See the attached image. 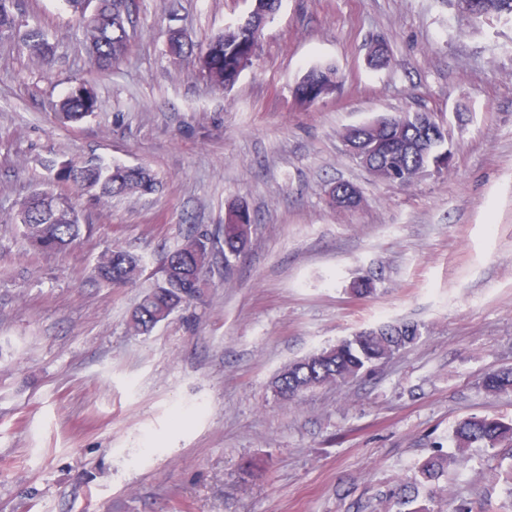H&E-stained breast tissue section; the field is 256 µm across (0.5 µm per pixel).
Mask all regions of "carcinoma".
<instances>
[{
    "label": "carcinoma",
    "instance_id": "1",
    "mask_svg": "<svg viewBox=\"0 0 512 512\" xmlns=\"http://www.w3.org/2000/svg\"><path fill=\"white\" fill-rule=\"evenodd\" d=\"M250 19L244 25L228 27L209 45V79L217 87L234 83L241 70L255 56L262 30L279 8L280 0H250ZM470 20L479 22L493 17L512 24V0H471ZM76 31L91 61L109 69L128 53L132 34L129 30L130 5L127 0H65ZM18 0H0V36L13 40L18 48L43 65H50L53 46L37 26L21 29L17 24ZM370 62L376 67L389 63L387 42L370 43ZM336 69L312 68L295 88L302 108H308L338 89ZM98 106L93 91L80 87L61 102L59 117L76 123ZM420 117L409 112L382 116L370 123L350 127L342 133L345 152L376 178L401 186L411 184L418 168L434 164L447 168L448 153L443 151L447 129L434 127L421 132ZM56 179L68 183L70 194L39 190L25 199L12 218L28 245L36 252H63L77 241L87 225L80 223L79 200L90 193L99 199L127 195L146 196L158 188L153 171L145 165L77 164L63 162L56 169ZM251 215L242 203H230L219 231L224 235V272L230 273L233 261L244 252ZM211 236L196 228L188 231L184 242L165 254L161 278L143 294L134 307L130 328L138 334L151 333L158 324L188 305L200 291L209 262ZM142 273L141 258L123 247H116L100 258L92 268V278L99 284L123 287L135 283ZM421 338L418 324L399 322L363 331L351 338L325 346L284 367L271 382L274 396L293 403L306 392L328 385H345L370 372ZM483 390L492 396L512 394V367L486 373ZM455 447L494 449L503 444L512 447V423L488 416H471L452 431ZM448 469V457L435 454L422 463L418 474L401 483L392 497L400 506L396 512H428L423 507L409 508L418 498V485L433 482Z\"/></svg>",
    "mask_w": 512,
    "mask_h": 512
}]
</instances>
